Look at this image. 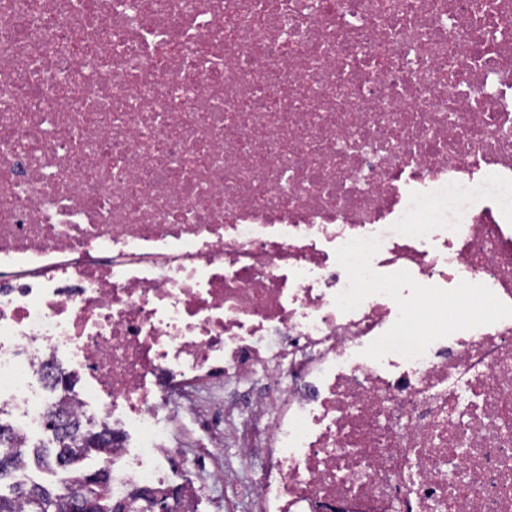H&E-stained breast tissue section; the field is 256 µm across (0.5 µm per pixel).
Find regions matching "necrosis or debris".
<instances>
[{"instance_id":"obj_1","label":"necrosis or debris","mask_w":512,"mask_h":512,"mask_svg":"<svg viewBox=\"0 0 512 512\" xmlns=\"http://www.w3.org/2000/svg\"><path fill=\"white\" fill-rule=\"evenodd\" d=\"M70 412L116 501L512 512V0H0V416Z\"/></svg>"}]
</instances>
